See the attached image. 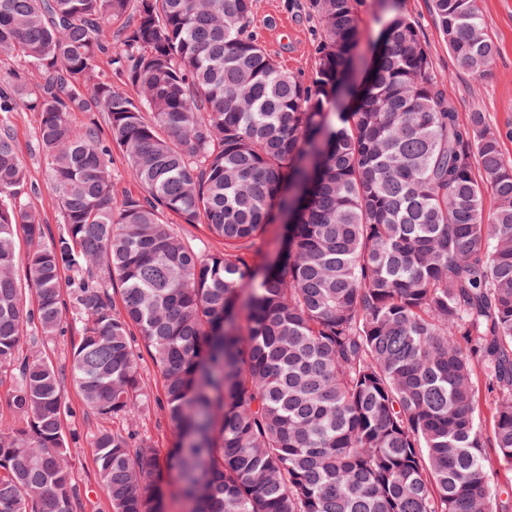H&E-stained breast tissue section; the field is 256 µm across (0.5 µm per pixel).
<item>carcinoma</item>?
I'll return each mask as SVG.
<instances>
[{"label":"carcinoma","mask_w":512,"mask_h":512,"mask_svg":"<svg viewBox=\"0 0 512 512\" xmlns=\"http://www.w3.org/2000/svg\"><path fill=\"white\" fill-rule=\"evenodd\" d=\"M253 0H0V117L39 113L61 221L43 224L0 130V512H82L64 374L28 328L74 334L82 412L132 420L141 350L177 442L161 467L129 431L94 434L111 512H497L512 464V162L461 119L416 25L390 12L364 85L354 0H307L308 74L284 71ZM457 67L495 54L477 0H432ZM128 23L113 29L115 22ZM115 69L135 94L116 89ZM73 112L104 115L70 123ZM139 184L118 192L112 148ZM283 244L256 266L266 225ZM205 224L224 250L182 234ZM35 305L25 309L16 239ZM69 273L78 312L66 321ZM119 298H114V295ZM29 348H24L25 343ZM493 393L481 417L478 377Z\"/></svg>","instance_id":"carcinoma-1"}]
</instances>
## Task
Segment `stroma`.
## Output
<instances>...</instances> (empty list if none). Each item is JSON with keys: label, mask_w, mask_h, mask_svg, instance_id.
<instances>
[{"label": "stroma", "mask_w": 512, "mask_h": 512, "mask_svg": "<svg viewBox=\"0 0 512 512\" xmlns=\"http://www.w3.org/2000/svg\"><path fill=\"white\" fill-rule=\"evenodd\" d=\"M387 0H356L360 25L366 36L355 59L354 78L362 80L378 41ZM488 32L496 46L495 60L484 79L476 80L458 70L431 9V0H396L399 13L413 21L432 58L435 71L446 75L444 90L460 115L480 110L492 124L507 131L503 141L506 159L512 161V0H477ZM254 30L266 51L285 70L306 74L314 65L315 30L300 0H254ZM39 115L31 110L12 113L7 119L16 150L37 192L30 199L32 208L50 229H57L60 214L55 191L47 177L46 160L37 146ZM141 369L150 405L133 421L131 429L149 439L160 453H167L174 441L165 412L162 382L149 357H142ZM65 395L77 413L63 420V429L80 436V447L72 458L76 480L85 488L83 512H110L106 494L95 482L93 434L99 424L96 417L80 415L81 396L73 382L64 385Z\"/></svg>", "instance_id": "35a3bbf8"}]
</instances>
